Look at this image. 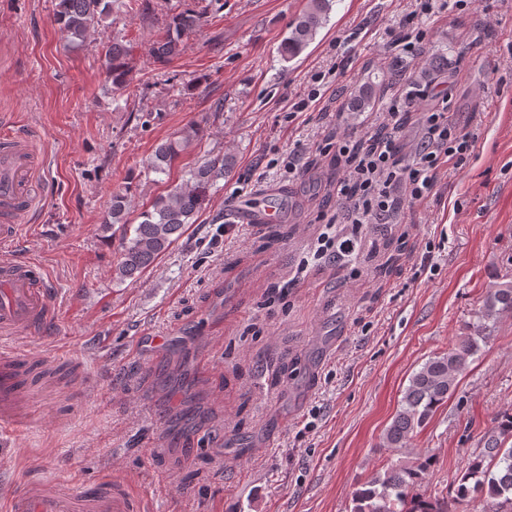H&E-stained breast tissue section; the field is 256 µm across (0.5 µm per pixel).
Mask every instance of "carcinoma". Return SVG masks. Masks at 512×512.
<instances>
[{"label": "carcinoma", "instance_id": "1", "mask_svg": "<svg viewBox=\"0 0 512 512\" xmlns=\"http://www.w3.org/2000/svg\"><path fill=\"white\" fill-rule=\"evenodd\" d=\"M336 0H307L306 9L295 19L279 46L285 60L297 58L326 25ZM139 0H59L54 22L71 43L83 41L112 8H130ZM206 23V10L187 9L170 16L165 33L151 47L152 56L168 61L183 51V36L197 32ZM107 79L112 91L125 88L132 72L129 50L121 43L108 45L105 52ZM380 85L367 81L348 95L347 111L367 112L376 102ZM203 136L202 129L190 125L159 144L148 164L155 174L166 175L179 157ZM233 158L216 155L189 170L186 181L155 198L140 213L133 236L125 237L114 278L133 279L150 267L181 237L188 224L205 208L216 181L232 172ZM128 201L112 196L104 218L106 224H125ZM512 311V282L489 285L481 307L467 325V333L448 351L429 358L409 378L399 408L381 438V447L395 453L421 432L436 410L448 401L458 377L465 373L480 343L488 342L499 318ZM483 451L467 456L464 471L455 489L453 502L462 512H512V417L502 420L482 437ZM433 458L418 455L410 460L387 464L358 483L350 512H450L443 497L419 492Z\"/></svg>", "mask_w": 512, "mask_h": 512}]
</instances>
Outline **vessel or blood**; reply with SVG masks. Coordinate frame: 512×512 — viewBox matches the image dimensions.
Segmentation results:
<instances>
[{
  "label": "vessel or blood",
  "instance_id": "1",
  "mask_svg": "<svg viewBox=\"0 0 512 512\" xmlns=\"http://www.w3.org/2000/svg\"><path fill=\"white\" fill-rule=\"evenodd\" d=\"M34 160L30 142L21 136L0 141V212L9 223L0 225V244L8 245L17 233L12 220L33 206L31 193ZM49 281L36 262L0 256V332L29 333L53 316ZM15 359L0 356V424L11 429L24 421L13 412ZM136 504L114 482H105L92 495L70 497L51 484L31 481L10 497L0 512H136Z\"/></svg>",
  "mask_w": 512,
  "mask_h": 512
}]
</instances>
